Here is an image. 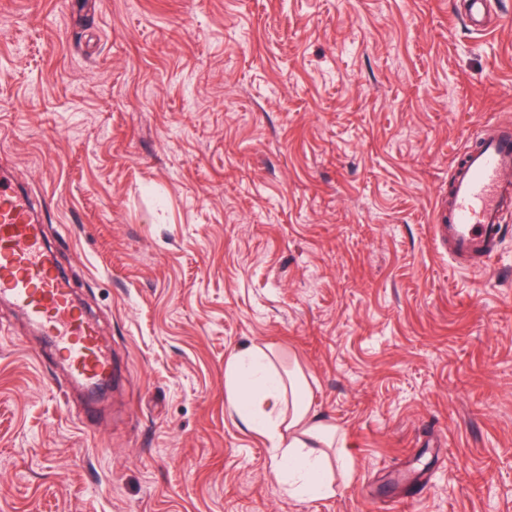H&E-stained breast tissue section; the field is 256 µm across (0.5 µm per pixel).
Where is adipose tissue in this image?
<instances>
[{
    "instance_id": "adipose-tissue-1",
    "label": "adipose tissue",
    "mask_w": 512,
    "mask_h": 512,
    "mask_svg": "<svg viewBox=\"0 0 512 512\" xmlns=\"http://www.w3.org/2000/svg\"><path fill=\"white\" fill-rule=\"evenodd\" d=\"M226 373L228 406L243 427L269 438L284 493L299 498L332 492L325 450L341 437L312 415L303 381L284 378L259 347L231 356Z\"/></svg>"
}]
</instances>
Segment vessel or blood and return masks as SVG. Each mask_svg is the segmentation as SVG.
I'll use <instances>...</instances> for the list:
<instances>
[{
  "instance_id": "obj_1",
  "label": "vessel or blood",
  "mask_w": 512,
  "mask_h": 512,
  "mask_svg": "<svg viewBox=\"0 0 512 512\" xmlns=\"http://www.w3.org/2000/svg\"><path fill=\"white\" fill-rule=\"evenodd\" d=\"M469 26L485 27L490 0H463ZM512 207V128L483 129L452 181L448 204L434 218L437 238L453 259L491 258ZM6 298L54 345L74 378L92 389L108 380L112 362L95 328L71 298L69 281L44 241L30 195L0 183V298Z\"/></svg>"
}]
</instances>
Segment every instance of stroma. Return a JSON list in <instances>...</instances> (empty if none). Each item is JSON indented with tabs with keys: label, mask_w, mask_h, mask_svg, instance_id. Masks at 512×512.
Instances as JSON below:
<instances>
[{
	"label": "stroma",
	"mask_w": 512,
	"mask_h": 512,
	"mask_svg": "<svg viewBox=\"0 0 512 512\" xmlns=\"http://www.w3.org/2000/svg\"><path fill=\"white\" fill-rule=\"evenodd\" d=\"M462 8L0 0V175L116 367L87 402L0 300V512H512V221L476 268L432 235L512 125V0ZM253 345L342 432L334 494L232 418ZM465 17L468 25L475 31L485 28L484 19L488 12L490 0H464Z\"/></svg>",
	"instance_id": "stroma-1"
}]
</instances>
